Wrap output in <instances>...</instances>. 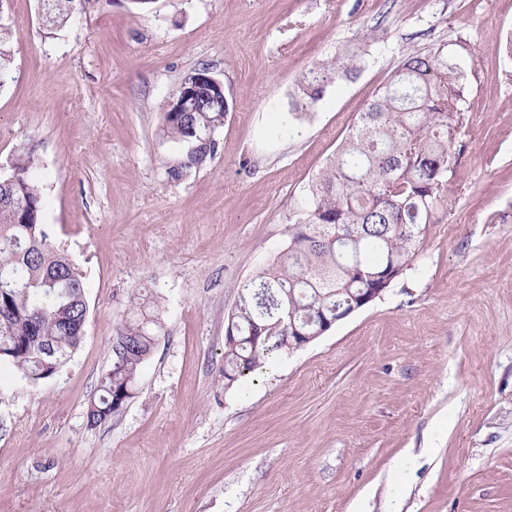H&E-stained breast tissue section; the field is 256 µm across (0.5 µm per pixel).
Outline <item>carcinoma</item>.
I'll list each match as a JSON object with an SVG mask.
<instances>
[{"mask_svg": "<svg viewBox=\"0 0 512 512\" xmlns=\"http://www.w3.org/2000/svg\"><path fill=\"white\" fill-rule=\"evenodd\" d=\"M76 0H41L46 26L69 19ZM465 42L453 51L431 47L405 57L391 81L367 104L312 180L293 221L288 248L241 286L232 311V338L224 344V386L246 377L291 350L292 336H317L336 322L367 288L389 287L414 259L432 214L445 201L466 112ZM357 47L312 64L298 82L292 110L317 105L332 83L360 70ZM13 53L8 27L0 24V85ZM224 109L210 104L200 88L191 112H166L163 132L184 148L224 126ZM216 144L202 146L187 162L170 168L177 181L205 162ZM32 157L19 158L0 176V274L17 287L0 294V362L11 363L31 382L45 379L43 342H50L63 366L79 346L87 321L84 277L54 248L42 222L43 189L30 171ZM133 294L134 315L115 331L124 358H112L100 394L88 411L90 428L112 412L121 391H135L142 364L163 326L158 314Z\"/></svg>", "mask_w": 512, "mask_h": 512, "instance_id": "1", "label": "carcinoma"}]
</instances>
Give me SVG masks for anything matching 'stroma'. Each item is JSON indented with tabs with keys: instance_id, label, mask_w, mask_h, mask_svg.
<instances>
[{
	"instance_id": "1",
	"label": "stroma",
	"mask_w": 512,
	"mask_h": 512,
	"mask_svg": "<svg viewBox=\"0 0 512 512\" xmlns=\"http://www.w3.org/2000/svg\"><path fill=\"white\" fill-rule=\"evenodd\" d=\"M0 22V168L33 152L89 306L55 377L0 364V512H512V0H91L53 29L38 0H0ZM459 40L463 148L418 255L225 387L228 315L312 178L403 57ZM353 45L358 75L295 119L301 73ZM202 67L229 111L213 157L175 181L162 118ZM139 288L163 331L133 397L89 428Z\"/></svg>"
}]
</instances>
